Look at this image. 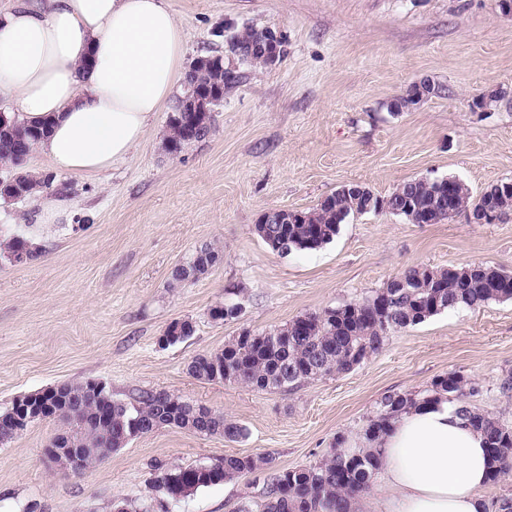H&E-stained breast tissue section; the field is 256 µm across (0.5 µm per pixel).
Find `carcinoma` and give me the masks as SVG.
<instances>
[{"label": "carcinoma", "instance_id": "obj_1", "mask_svg": "<svg viewBox=\"0 0 512 512\" xmlns=\"http://www.w3.org/2000/svg\"><path fill=\"white\" fill-rule=\"evenodd\" d=\"M260 34L253 27L237 30L230 38L231 52L246 50ZM185 83L226 89L236 83V75L224 67V56L209 55L192 62ZM435 94L433 85L427 88L413 85L390 104V110L399 112ZM176 116V112H171L167 121L166 148L171 154L180 152L188 143L204 139L202 135L188 136ZM46 133L44 126L17 122L0 127V161L20 163ZM50 182L48 176L34 183L31 175L17 172L0 187V193L22 201ZM372 199L378 196L363 185L336 190L315 208L304 212V222L265 224L260 227V238L270 248L288 254L317 249L333 240L340 224L349 216L365 213ZM385 200L395 208L411 204L413 211L406 218L414 224H438L472 205L468 186L459 179L447 177L439 181H406ZM220 260L219 250L206 244L189 261L174 269L172 283L195 281L208 274ZM402 276L407 287L397 289V298L385 319L378 315L372 304L374 296L369 295L320 314L298 317L269 333L255 332L250 341L235 336L224 344V349L195 359L189 365V372L200 380L244 383L260 391L287 392L305 382L351 370L381 349L390 333L422 323L421 313L436 296L445 310L477 308L504 300V294L512 290V274L492 266L481 268L467 278L427 266L410 267ZM451 375V380L446 373L437 376L421 392L386 395L362 429L361 446L347 451L332 449L305 467L273 470L262 495L242 502L236 512H348V500L366 491L376 475L377 458L367 444L378 441L404 408L420 402L431 403L441 393L451 396L456 412L486 434L491 482L511 478L512 427L471 403V397L480 392L478 385L456 371ZM57 392L48 418L69 426L74 424L79 432L71 438L68 431H63L56 436L59 443L50 447L63 448L64 441L69 439L72 447L87 449L82 457L87 468L121 448L132 427L145 435L161 426L185 429L196 422V406L166 392L143 391L129 404L109 401L110 392L105 397L93 393L87 381L62 383L57 386ZM202 429L208 435H222L230 441L247 436L246 428L226 421L220 413L202 423ZM270 462L269 458L226 455L206 465L204 470L198 466L172 469L157 464L151 490L156 493L163 485L177 491L192 477L196 488L208 487L252 473Z\"/></svg>", "mask_w": 512, "mask_h": 512}]
</instances>
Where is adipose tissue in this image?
<instances>
[{
	"instance_id": "adipose-tissue-1",
	"label": "adipose tissue",
	"mask_w": 512,
	"mask_h": 512,
	"mask_svg": "<svg viewBox=\"0 0 512 512\" xmlns=\"http://www.w3.org/2000/svg\"><path fill=\"white\" fill-rule=\"evenodd\" d=\"M185 45L168 0H17L0 11V97L9 120L47 124L36 148L54 169L95 174L169 102ZM375 454V492L350 512H488L486 436L447 396L402 411Z\"/></svg>"
}]
</instances>
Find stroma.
I'll use <instances>...</instances> for the list:
<instances>
[{
	"mask_svg": "<svg viewBox=\"0 0 512 512\" xmlns=\"http://www.w3.org/2000/svg\"><path fill=\"white\" fill-rule=\"evenodd\" d=\"M186 33V61L222 54L242 79L226 89L213 130L180 153L163 148L167 114L121 165L96 176H52L39 197L0 202V238L34 224L35 257L0 252V413L64 382H103L113 399L165 391L223 413L247 436L228 441L175 427L130 440L81 474L47 457L60 421L38 420L0 445V512H112L151 495L155 464H209L227 454L266 457L275 469L321 459L354 438L380 399L418 391L448 371L480 392L481 410L512 426V300L451 309L389 336L352 370L282 393L193 377L196 358L241 328L271 331L360 300L412 266L490 264L512 271V215L490 224L458 214L414 224L389 212L351 216L316 250L274 253L254 227L267 209L309 210L347 183L384 197L413 179L453 176L472 195L512 180V100H477L512 85V12L500 0H169ZM278 32L272 65L239 63L234 30ZM441 86L399 113L389 105L421 80ZM62 201L58 224L38 221ZM223 259L196 281L171 286L196 248ZM243 312L211 319L215 305ZM195 333L165 346L174 320ZM266 470L198 490L169 512H235L258 496Z\"/></svg>",
	"mask_w": 512,
	"mask_h": 512,
	"instance_id": "obj_1",
	"label": "stroma"
}]
</instances>
